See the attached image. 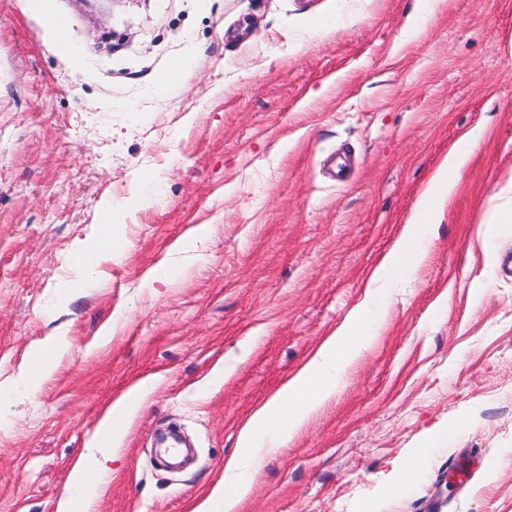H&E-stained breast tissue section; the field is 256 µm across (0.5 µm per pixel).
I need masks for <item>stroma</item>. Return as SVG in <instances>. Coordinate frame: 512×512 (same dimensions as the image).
I'll use <instances>...</instances> for the list:
<instances>
[{
  "label": "stroma",
  "mask_w": 512,
  "mask_h": 512,
  "mask_svg": "<svg viewBox=\"0 0 512 512\" xmlns=\"http://www.w3.org/2000/svg\"><path fill=\"white\" fill-rule=\"evenodd\" d=\"M30 2L0 0V512H57L140 382L89 512H191L360 306L236 512H512V0H51L66 50ZM477 130L427 257L376 289ZM465 154L460 150H451L444 158L441 165L430 181L428 189L423 194V205L419 212L417 223L430 224L433 219L434 209L431 205L435 196H440L448 191L450 194L454 186V175L463 163ZM362 322L361 312H353L305 366L254 413L239 435L241 452L224 469V486L214 489L192 512H212L217 500L224 502V512H235L240 494L248 488L245 475L258 462L253 445L256 429L273 426L270 447L279 448L287 433L289 436L296 431L306 417L336 392L354 348L364 342L360 333Z\"/></svg>",
  "instance_id": "1"
}]
</instances>
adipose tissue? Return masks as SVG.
Here are the masks:
<instances>
[{"label":"adipose tissue","instance_id":"ef3b65f1","mask_svg":"<svg viewBox=\"0 0 512 512\" xmlns=\"http://www.w3.org/2000/svg\"><path fill=\"white\" fill-rule=\"evenodd\" d=\"M464 157V152L459 150L450 151L446 155L423 195V205L419 212L420 223H431L434 215L431 202L434 197L452 190L454 175ZM361 323V312H353L305 366L254 413L239 435L240 453L224 469L223 486L214 489L209 498L195 506L192 512H213V503L217 500L223 501L224 512H235L240 495L248 488L245 476L258 462V454L253 444L256 430L270 429L273 447H280L284 436L296 431L305 418L335 392L355 347L364 341L360 333ZM132 411V406L122 399L113 405L103 432L104 439L108 441L107 447L87 450L84 468L77 471L72 488L59 502L58 512H74L76 502L84 493L86 473L93 472L101 478L107 476L108 463L114 453L112 445L120 437L124 423Z\"/></svg>","mask_w":512,"mask_h":512}]
</instances>
